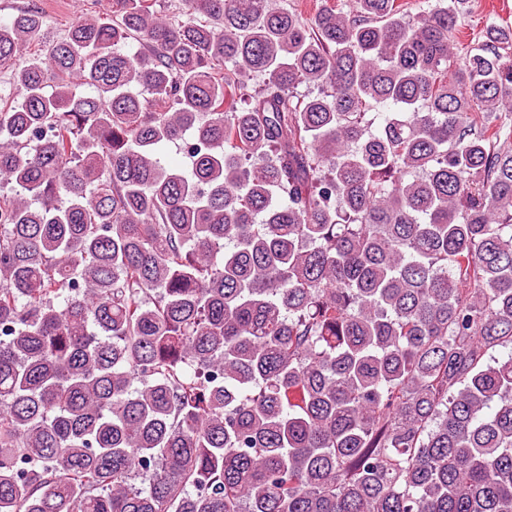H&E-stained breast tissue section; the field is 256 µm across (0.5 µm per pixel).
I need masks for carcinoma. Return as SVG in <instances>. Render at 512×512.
<instances>
[{"mask_svg": "<svg viewBox=\"0 0 512 512\" xmlns=\"http://www.w3.org/2000/svg\"><path fill=\"white\" fill-rule=\"evenodd\" d=\"M184 2L0 24V512H512V25Z\"/></svg>", "mask_w": 512, "mask_h": 512, "instance_id": "cac0c4a2", "label": "carcinoma"}]
</instances>
